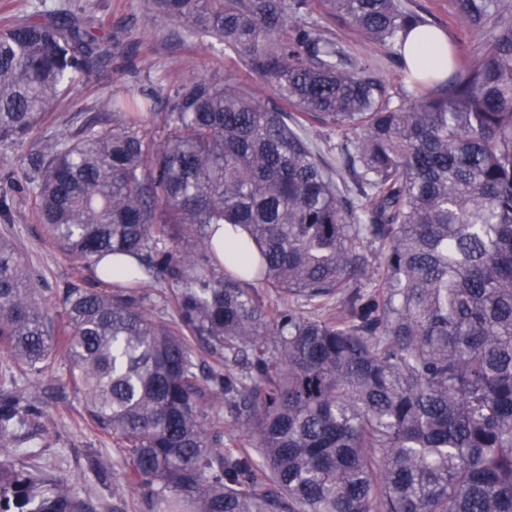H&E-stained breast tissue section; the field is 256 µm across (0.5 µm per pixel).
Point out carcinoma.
Here are the masks:
<instances>
[{
	"label": "carcinoma",
	"mask_w": 512,
	"mask_h": 512,
	"mask_svg": "<svg viewBox=\"0 0 512 512\" xmlns=\"http://www.w3.org/2000/svg\"><path fill=\"white\" fill-rule=\"evenodd\" d=\"M317 5L397 47L411 89L307 22ZM153 6L223 41L282 105L186 78L156 137L152 99L109 97L7 176L93 282L53 331L0 237V442L38 431L15 372L60 357L159 512H512V0H453L490 35L422 73L405 44L433 23L404 0ZM111 50L102 23L65 11L0 28V142L23 143ZM313 122L340 142L311 140ZM212 224L247 233L244 275L217 273ZM110 255L143 277L98 268ZM150 284L170 289L171 321ZM0 512L95 506L4 459Z\"/></svg>",
	"instance_id": "1"
}]
</instances>
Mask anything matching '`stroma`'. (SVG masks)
<instances>
[{
  "mask_svg": "<svg viewBox=\"0 0 512 512\" xmlns=\"http://www.w3.org/2000/svg\"><path fill=\"white\" fill-rule=\"evenodd\" d=\"M415 10L444 28L459 52H468L472 34L451 16L452 0H408ZM66 8L101 20L112 31V51L101 57L91 76L75 84L54 111V118L34 131V139L69 130V116H87L99 111L108 96L149 95L157 111L168 109L175 86L187 77L200 76L220 83L226 61L224 44L212 37L188 34L183 25L159 16L152 0H0V25L13 18L45 9ZM311 20L340 40L347 52L361 60L371 72L391 88L399 86V66L389 45L370 42L341 18L322 11ZM9 232L23 255L39 294L47 302L51 319L62 311V297L68 288L86 286L73 259L45 236L34 211L32 194L15 195L9 224L0 223V232ZM67 368L56 364L39 376H25L21 385L39 409L40 436L24 444L11 445L14 461L27 460L29 452L40 456L49 478H65L79 496L92 501L97 512H112L113 504L126 500L127 512H156L153 500L140 489L123 481L118 454L108 437L87 427L82 419V401L66 386ZM98 460L112 472V486L100 487L87 467Z\"/></svg>",
  "mask_w": 512,
  "mask_h": 512,
  "instance_id": "1",
  "label": "stroma"
}]
</instances>
